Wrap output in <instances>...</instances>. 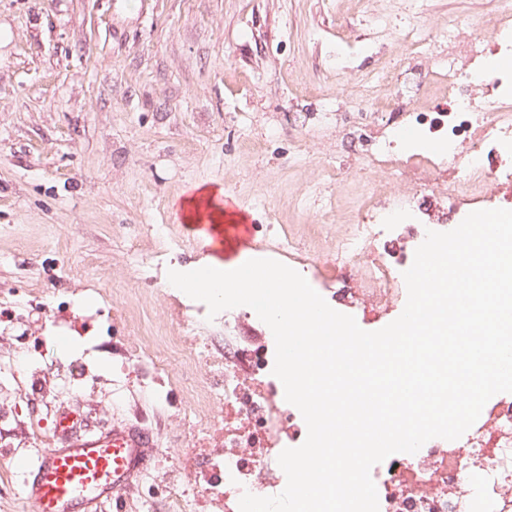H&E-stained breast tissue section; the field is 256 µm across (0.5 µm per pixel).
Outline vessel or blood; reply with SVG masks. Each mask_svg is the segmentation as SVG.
Listing matches in <instances>:
<instances>
[{
  "label": "vessel or blood",
  "mask_w": 512,
  "mask_h": 512,
  "mask_svg": "<svg viewBox=\"0 0 512 512\" xmlns=\"http://www.w3.org/2000/svg\"><path fill=\"white\" fill-rule=\"evenodd\" d=\"M224 208L235 214V223L223 225L216 235L203 223L198 231L213 236L218 245L251 247L246 213L229 197ZM145 446L144 434L115 428L51 443L29 469L25 493L31 512H100L104 502L143 468Z\"/></svg>",
  "instance_id": "1"
}]
</instances>
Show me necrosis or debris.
Wrapping results in <instances>:
<instances>
[{
	"label": "necrosis or debris",
	"mask_w": 512,
	"mask_h": 512,
	"mask_svg": "<svg viewBox=\"0 0 512 512\" xmlns=\"http://www.w3.org/2000/svg\"><path fill=\"white\" fill-rule=\"evenodd\" d=\"M483 23L491 40L472 37L458 22L441 36L444 50L429 71L446 98L441 110L402 106L387 95L356 100L377 118L371 149L356 162L379 169L383 181L372 205L337 236L328 264L337 282L355 281L357 304L376 317L404 309L407 255L393 241L401 233L412 246L424 241L427 227L417 221L422 194L438 197L452 213L487 207L498 178L494 157H512V69L484 66L491 57H512V0H492ZM207 316V305L198 303L169 355L154 361L158 371L205 393L189 420L196 450L165 475L168 512H190L201 454L213 462L205 492L214 512H239L246 492L281 493L286 475L278 456L307 436L300 411L272 373L271 329L250 307L225 310L219 348L201 331ZM244 323L252 335H240ZM371 477L379 512H512V393L493 396L459 439L435 438L415 454L391 455Z\"/></svg>",
	"instance_id": "4bbe7bcc"
}]
</instances>
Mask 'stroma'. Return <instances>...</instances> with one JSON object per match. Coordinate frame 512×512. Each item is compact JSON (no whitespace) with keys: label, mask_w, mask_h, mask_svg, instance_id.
Instances as JSON below:
<instances>
[{"label":"stroma","mask_w":512,"mask_h":512,"mask_svg":"<svg viewBox=\"0 0 512 512\" xmlns=\"http://www.w3.org/2000/svg\"><path fill=\"white\" fill-rule=\"evenodd\" d=\"M490 0H0V333L26 338L28 365L0 350V512H28L36 460L31 420L148 433L134 495L103 512H162L152 476L190 451L182 418L194 401L156 373L135 330L170 336L193 300L172 268L237 267L245 254L210 250L184 221L196 189L224 190L255 226L302 236L322 261L341 221L378 176L348 165L362 109L337 114L371 75L399 70L401 100L434 105L421 86L429 59L409 58L396 27L419 16L430 32L464 20L480 31ZM394 30L347 44L379 14ZM335 197L325 212L315 197ZM74 394H55L64 376ZM152 386L156 398L145 401ZM121 407H114V400Z\"/></svg>","instance_id":"obj_1"}]
</instances>
